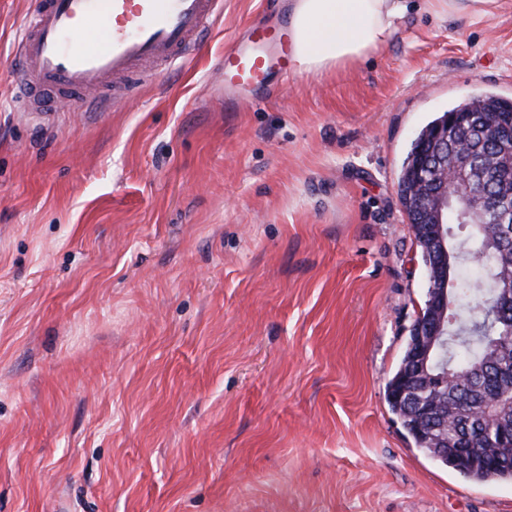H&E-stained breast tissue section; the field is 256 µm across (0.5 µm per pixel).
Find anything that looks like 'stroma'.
<instances>
[{
    "instance_id": "stroma-1",
    "label": "stroma",
    "mask_w": 512,
    "mask_h": 512,
    "mask_svg": "<svg viewBox=\"0 0 512 512\" xmlns=\"http://www.w3.org/2000/svg\"><path fill=\"white\" fill-rule=\"evenodd\" d=\"M0 0V512H512L413 447L386 385L427 278L399 202L419 131L512 100V0H411L393 39L228 108L224 0L112 110L23 112ZM433 4L438 14L485 15L496 6L497 0H425Z\"/></svg>"
}]
</instances>
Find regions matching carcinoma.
Segmentation results:
<instances>
[{"label": "carcinoma", "instance_id": "1", "mask_svg": "<svg viewBox=\"0 0 512 512\" xmlns=\"http://www.w3.org/2000/svg\"><path fill=\"white\" fill-rule=\"evenodd\" d=\"M454 109L470 111L481 127L499 118L512 123V101L494 95L466 99ZM446 122L444 114L421 129L404 161L399 187L406 212L427 194L417 167L421 155L433 148V132ZM466 141L468 155L479 159L469 165L466 183L475 195L498 197L500 205L485 213L483 224L470 225L463 239L454 238L453 224L443 225L456 253L449 273V303L458 321L439 363L459 380L448 386L445 408L429 418V437L418 436L415 429L418 403L430 397L423 382H414L410 393L400 401L389 400V405L414 447L429 457H435L438 448H471L470 462L457 468L460 474L476 482L512 481V442L500 441L502 435L512 434V378L499 376L502 370L512 373V311H505L496 296L497 284L512 279V244L497 233L502 217L512 214V169L502 167L495 179L485 172L508 143V129L501 128L499 136L472 134Z\"/></svg>", "mask_w": 512, "mask_h": 512}]
</instances>
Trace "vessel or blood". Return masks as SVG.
<instances>
[{
  "instance_id": "1",
  "label": "vessel or blood",
  "mask_w": 512,
  "mask_h": 512,
  "mask_svg": "<svg viewBox=\"0 0 512 512\" xmlns=\"http://www.w3.org/2000/svg\"><path fill=\"white\" fill-rule=\"evenodd\" d=\"M223 9V0H40L16 43L24 111H105L141 65L191 58ZM224 69L227 106L260 104L272 75H292L293 52L278 25L253 23L225 49Z\"/></svg>"
}]
</instances>
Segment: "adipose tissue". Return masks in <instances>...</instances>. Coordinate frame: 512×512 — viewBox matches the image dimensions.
<instances>
[{"label":"adipose tissue","mask_w":512,"mask_h":512,"mask_svg":"<svg viewBox=\"0 0 512 512\" xmlns=\"http://www.w3.org/2000/svg\"><path fill=\"white\" fill-rule=\"evenodd\" d=\"M406 12V0H295L288 35L296 72L325 73L368 59Z\"/></svg>","instance_id":"1"}]
</instances>
